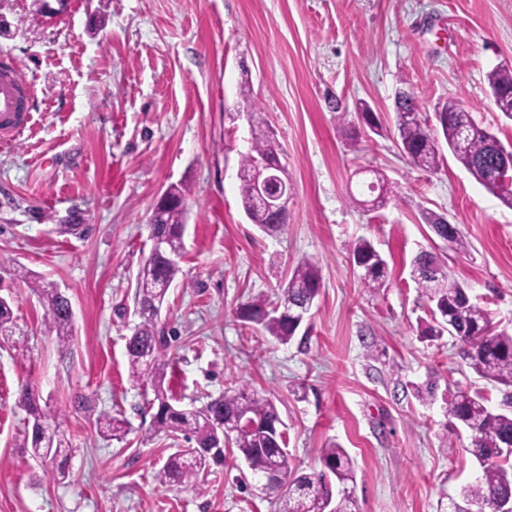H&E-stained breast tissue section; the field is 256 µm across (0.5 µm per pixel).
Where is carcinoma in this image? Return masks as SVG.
<instances>
[{
  "mask_svg": "<svg viewBox=\"0 0 512 512\" xmlns=\"http://www.w3.org/2000/svg\"><path fill=\"white\" fill-rule=\"evenodd\" d=\"M492 95L508 98L512 105V68H496L488 74ZM396 131L398 144L408 162L416 169L433 173L441 165L443 156L439 139H444L448 150L467 170L475 169L474 178L489 191L498 194L501 201L512 208V189L504 190L498 183L502 172L499 151L493 140L497 136L480 128L471 114L449 101L436 113L439 128L432 129L423 118L421 105L413 92L402 89L395 97ZM280 158V148L274 132L266 127L252 134L250 151L242 156L239 181L240 198L248 219L267 234L280 232L284 222L271 214L256 209L254 159ZM185 209L169 207L160 210L149 225L150 233L166 236L170 254L182 253V227ZM434 234L450 244L457 253H467L469 242L456 225L448 224L440 215H425ZM356 266L364 270L363 280L374 290L386 287L387 262L366 239L358 240L352 249ZM415 281L429 302L435 325L428 327L433 336L448 333L461 344L462 359L479 377L507 388L496 411L487 405L480 392L458 391L448 401V417L470 433L469 452L480 464L482 473L475 483L464 490L465 505L450 502L455 512H464L469 505L479 512H512V333L499 329L479 306L474 304L464 286L448 280V271L442 257L429 251L418 253L413 260ZM179 265L158 256L144 262L136 280L135 303L144 311L142 322L127 339L126 355L132 377L141 381L154 380V397L150 406L153 414V434L183 437L191 443L169 455L156 478L162 486H178L197 480L201 472L212 464L224 462V434L220 425L224 418H243L241 426L230 440L239 456L255 475L263 476L283 460L287 448L285 435L270 430L281 422L275 402L258 395L244 385L210 400L200 408L185 409L174 404V396L163 386L168 347L167 337L156 330L157 318L168 289L180 273ZM45 309V323L56 332L61 344L69 342L72 322L71 305L67 297L55 288L32 285ZM320 277L316 263L300 259L288 273V282L281 286L277 301L257 296L247 303L241 317L260 326V330L281 344L289 343L296 335L286 309L306 304L318 296ZM20 403L32 419V455L48 458L56 463L52 478L61 482L67 478L65 458L68 443L52 426L56 416L39 405V397L28 387L21 393ZM97 429L107 437H122L126 420L100 414ZM324 470L318 474L287 472L288 491L276 494L277 512H357L348 483L354 481L351 457L340 444L333 442L323 450ZM334 475L339 485L333 504L326 502L330 495L328 475Z\"/></svg>",
  "mask_w": 512,
  "mask_h": 512,
  "instance_id": "carcinoma-1",
  "label": "carcinoma"
}]
</instances>
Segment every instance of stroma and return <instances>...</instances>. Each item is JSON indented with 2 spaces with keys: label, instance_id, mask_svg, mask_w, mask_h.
Instances as JSON below:
<instances>
[{
  "label": "stroma",
  "instance_id": "1",
  "mask_svg": "<svg viewBox=\"0 0 512 512\" xmlns=\"http://www.w3.org/2000/svg\"><path fill=\"white\" fill-rule=\"evenodd\" d=\"M38 8L0 0V62L34 87L29 129L0 145V297L13 310L0 338V512H275L232 450L196 484L156 479L178 443L149 438L151 385L131 379L125 344L140 321L148 221L173 184L188 189L184 253L157 327L180 406L249 383L275 400L292 470L321 471L335 441L355 461L359 512H448L481 473L448 399L469 388L495 408L504 388L473 373L450 335H424L430 305L412 261L446 253L451 280L512 331V208L452 155L433 173L410 166L394 100L412 90L430 119L456 101L512 145L487 81L512 67V0H72L51 18ZM363 102L382 135L361 133ZM265 125L292 185L275 236L247 219L237 177ZM365 165L397 191L384 208L358 203ZM426 212L458 225L469 253L447 252ZM361 238L386 259L387 288H366L351 259ZM304 257L321 291L299 338L281 344L237 310L275 298ZM29 275L68 297V344L48 332ZM27 384L71 444L64 482L31 455ZM84 398L90 411L77 408ZM116 412L126 434L103 437L97 415Z\"/></svg>",
  "mask_w": 512,
  "mask_h": 512
}]
</instances>
